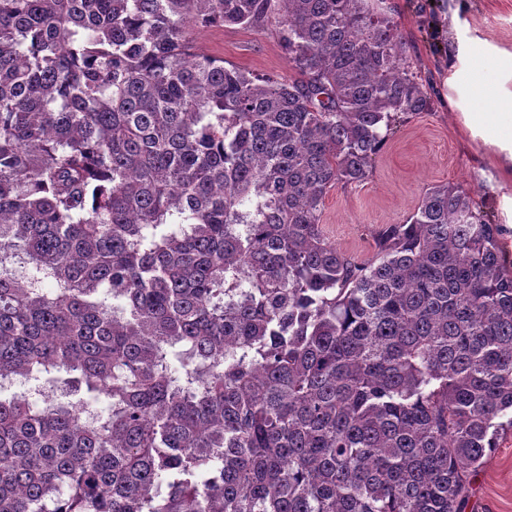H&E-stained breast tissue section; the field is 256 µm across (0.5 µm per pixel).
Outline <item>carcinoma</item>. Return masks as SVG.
<instances>
[{
  "label": "carcinoma",
  "instance_id": "cac0c4a2",
  "mask_svg": "<svg viewBox=\"0 0 512 512\" xmlns=\"http://www.w3.org/2000/svg\"><path fill=\"white\" fill-rule=\"evenodd\" d=\"M268 24L292 75L191 52ZM430 107L382 0H0V390L50 384L0 395V512H466L500 226L451 183L369 263L321 224Z\"/></svg>",
  "mask_w": 512,
  "mask_h": 512
}]
</instances>
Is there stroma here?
Returning a JSON list of instances; mask_svg holds the SVG:
<instances>
[{
	"mask_svg": "<svg viewBox=\"0 0 512 512\" xmlns=\"http://www.w3.org/2000/svg\"><path fill=\"white\" fill-rule=\"evenodd\" d=\"M408 59L431 98L429 111L409 117L378 154L369 178L335 185L321 223L328 238L357 261L376 253L373 234L413 213L425 190L463 186L501 227L500 244L512 260V134L465 122L475 111L471 85L488 63L490 93L512 100V0H387ZM196 52L225 66L286 75L290 68L277 29L237 26L192 29ZM467 512H512V431L499 439L481 468Z\"/></svg>",
	"mask_w": 512,
	"mask_h": 512,
	"instance_id": "1",
	"label": "stroma"
}]
</instances>
